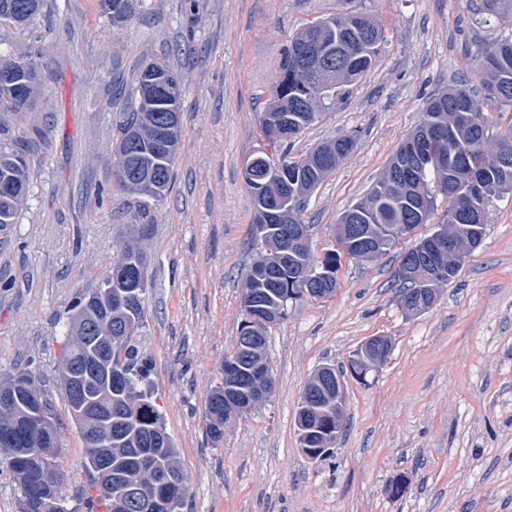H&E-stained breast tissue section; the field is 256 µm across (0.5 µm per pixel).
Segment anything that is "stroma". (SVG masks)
Here are the masks:
<instances>
[{"label": "stroma", "instance_id": "1", "mask_svg": "<svg viewBox=\"0 0 512 512\" xmlns=\"http://www.w3.org/2000/svg\"><path fill=\"white\" fill-rule=\"evenodd\" d=\"M480 0H140L113 26L98 0H45L32 31L0 27L10 56L36 44L43 100L0 112L27 153L29 189L0 226V376L39 375L57 421L69 497L90 475L83 440L55 381L82 294L101 287L124 245L145 258L144 325L134 343L186 477L183 512H512V192L487 212L486 236L428 311L401 305L403 252L427 224L378 257L341 256L337 288L290 304L266 328L270 400L206 433L205 402L238 336L241 295L257 257L243 168L264 145L262 115L289 39L329 16L369 14L384 38L372 68L298 136L292 157L354 132L358 145L310 195L302 215L314 256L338 248L340 214L382 176L435 94L477 84L476 56L512 38V17ZM180 76L184 108L172 188L124 189L118 115L147 60ZM141 234H132L135 225ZM373 336L390 354L366 381L345 377L343 428L326 460L302 451L295 412L315 369L345 368ZM405 492L391 493L395 482Z\"/></svg>", "mask_w": 512, "mask_h": 512}]
</instances>
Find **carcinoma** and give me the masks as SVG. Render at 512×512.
I'll return each mask as SVG.
<instances>
[{
	"label": "carcinoma",
	"mask_w": 512,
	"mask_h": 512,
	"mask_svg": "<svg viewBox=\"0 0 512 512\" xmlns=\"http://www.w3.org/2000/svg\"><path fill=\"white\" fill-rule=\"evenodd\" d=\"M29 0H0V26L14 25L27 29L36 23L40 15L29 20L22 19L28 9ZM484 14L503 17L512 15V0H481ZM306 30L293 37L283 52L277 80L272 88V98L266 107L271 112L277 100L288 96V138L266 142V147L253 156L254 176L246 180L248 203L253 213L252 224H257L260 211H288V223L282 224L272 218L265 232L273 246H289L288 233L295 224L303 223L301 214L307 195L330 173L338 162L336 151L351 153L356 147L357 135L340 136L317 147L304 158H290L283 152L289 140H294L305 129L318 121L322 110L331 105L336 86L351 82L370 69L378 54L382 40L378 26L368 16L356 15L336 17V47L343 48L342 56L328 50L319 67L304 76L298 61L311 50L313 43L306 41ZM480 87L467 84L450 88L432 98L420 125L406 138L411 142L420 132L436 126L448 127V141L434 148L436 164L420 173V183L425 194L428 223L434 209L432 189L437 188L448 199L445 220L448 224H467L465 234L481 235L483 226L466 223L467 213L486 215L492 199L504 192L512 191V181L504 180L501 158L502 150L512 155V124L504 131L492 136L487 114L483 106L498 110L512 106V41L500 40L497 47L485 53L480 61ZM170 108L158 106L144 116V137L128 142L126 132L138 120V107H133L130 117L119 124L120 141L117 145L119 161L128 156L142 166H155L162 172L164 186H169L176 154L155 150L152 142L156 130L167 122ZM23 152L19 144L0 139V184L10 183L18 188L27 187V163L16 162ZM20 198L0 192V224H14L18 218ZM419 206L417 197L409 193L394 177L393 165H388L385 175L378 180L370 192L347 209L340 217L341 224H378L390 230L394 224H410ZM135 255V250L125 249L112 263L108 274L112 275V291L128 289L130 277L114 276ZM340 253L331 250L319 259L312 249L304 251L286 250L273 258V262L260 260L251 268L247 288L241 298L247 327L251 324V306L263 305L288 310V303L302 299L298 281L302 266L319 265L336 273ZM144 294L140 291L128 299L125 306L112 310V323L134 325L133 331L123 337L119 344L122 354L124 377L118 384H109L104 374L88 359L87 343L76 335L77 319H72L65 342L62 344L58 367L59 388L62 391L68 412L79 432L92 426L100 431L112 430V479L119 480L121 487H112V494L104 496L100 491L104 475L95 461V452L83 445L86 469L93 481L84 497L71 499L65 494L67 479L60 469L61 443H56L50 453L48 466L53 477L28 459V448L32 443L25 436L16 441V459L6 462L18 479L21 489V512H42L44 499L51 496L62 502L65 512H149L127 498L123 487L142 479L149 470L160 471L167 464L177 465V450L172 440L155 443L152 437L165 429L161 414L152 400V393L145 388L149 366L133 343L144 323ZM224 362L234 365L239 381L247 384H265L268 365L263 354L232 353ZM8 384L20 388L32 383L36 396L34 409H43L53 416L51 403L43 385L32 371L18 370L5 379ZM314 416L316 429L307 440L309 448H322L326 442H335L336 411L327 403H319L309 410ZM207 431L215 444L224 438V384H219L210 393L205 407Z\"/></svg>",
	"instance_id": "obj_1"
}]
</instances>
